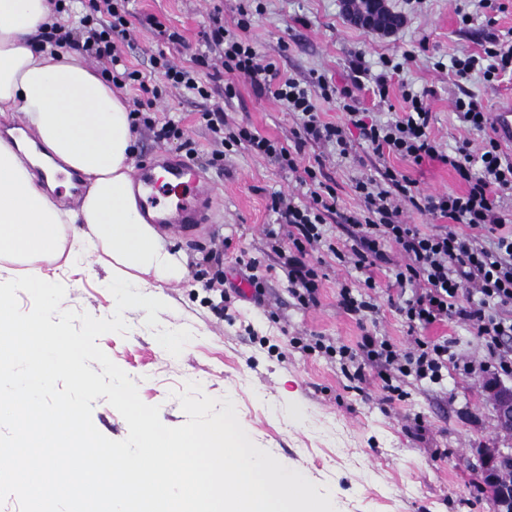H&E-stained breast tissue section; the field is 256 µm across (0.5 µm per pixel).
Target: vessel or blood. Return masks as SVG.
Returning a JSON list of instances; mask_svg holds the SVG:
<instances>
[{
    "label": "vessel or blood",
    "mask_w": 512,
    "mask_h": 512,
    "mask_svg": "<svg viewBox=\"0 0 512 512\" xmlns=\"http://www.w3.org/2000/svg\"><path fill=\"white\" fill-rule=\"evenodd\" d=\"M166 171L179 190L176 203L169 207L159 205L154 194L157 182L148 170L140 169L134 174L133 189L143 210L151 212L155 224L173 227L196 223L210 198L206 176L200 169L174 160L167 161Z\"/></svg>",
    "instance_id": "obj_1"
}]
</instances>
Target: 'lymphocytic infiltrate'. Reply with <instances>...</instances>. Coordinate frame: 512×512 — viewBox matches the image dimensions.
Here are the masks:
<instances>
[{"label": "lymphocytic infiltrate", "instance_id": "1", "mask_svg": "<svg viewBox=\"0 0 512 512\" xmlns=\"http://www.w3.org/2000/svg\"><path fill=\"white\" fill-rule=\"evenodd\" d=\"M83 12L76 32L53 27L44 32L46 41L85 54L101 69L102 76L117 88L137 87L132 100L133 126L153 129L159 141L181 139L173 122L154 127L150 113L162 96L141 71L128 68L121 47L132 36L127 0H81ZM250 23L238 18L227 28L220 10H213L205 34L208 47L218 48L222 62L209 65L204 53L194 54L191 65L175 64L165 53L151 55L153 71L163 73L169 87L209 98V83H222L224 98L237 94L235 80L243 78L260 93L281 102L297 118L293 146L240 127L235 135L224 134V113L216 108L199 116L215 141L246 145L292 173L307 186L309 200L298 203L284 194L272 198L271 209L277 225L267 236L288 279L292 297L301 307L319 302L323 278L322 262L312 254L325 250L339 262L363 273L361 287H342L339 305L357 321L375 318L379 313L378 285L369 270L389 265L397 287L392 305L408 327L412 338L401 346L386 336L365 333L356 346L325 344L316 339L306 344L309 353L337 359L350 383L362 386L374 379L383 400L394 403L408 398L412 383L442 385L448 369L465 375L512 376V214L504 206L512 194V158L491 134L490 115L473 95L456 98L459 119L481 134L479 148L463 141L453 151H443L431 133V112L423 96L403 90V112L386 122H373L359 107L353 88L341 91L339 107L344 124L323 121L318 99L328 98L325 78L314 87L301 85L283 74L275 62L262 60L246 38ZM209 68L208 82H201L198 71ZM512 73V43L491 40L483 52L454 57L451 73L458 80L480 77L490 83ZM358 130L378 158L394 155L419 164L436 159L448 165L465 182L459 193L425 195L414 182L392 167H385L379 178L356 181L353 190L362 202L356 213H339L335 190L323 182L321 165L302 164L304 147L313 144L336 146L340 157L350 155L348 128ZM414 208L439 217L430 231L404 221V211ZM339 215L344 233L342 242L328 236L326 221ZM468 322L477 337L482 354L474 358L459 354L455 341L432 339L422 331L437 322Z\"/></svg>", "mask_w": 512, "mask_h": 512}]
</instances>
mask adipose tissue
I'll list each match as a JSON object with an SVG mask.
<instances>
[{
  "label": "adipose tissue",
  "mask_w": 512,
  "mask_h": 512,
  "mask_svg": "<svg viewBox=\"0 0 512 512\" xmlns=\"http://www.w3.org/2000/svg\"><path fill=\"white\" fill-rule=\"evenodd\" d=\"M55 20L50 0H0V123L19 117L33 133L29 144L0 137V259L14 263L0 266V372L18 361L27 365L9 399L18 427L11 452L20 475L37 471L34 512H54V461L64 453L86 472L71 497L90 499L93 512H203L215 471L224 474L225 512H278L281 501L289 512H307L303 475L259 458L230 408L223 424L177 441L142 425L144 452L133 460L114 457L93 438L78 405L43 429L39 398L54 371L80 360L83 346L39 317H16L5 289L64 292L66 282L42 274L35 262L70 266L79 255L101 252L112 259L121 303L151 309L163 301L152 282L184 274L134 194L126 100L77 53L43 42ZM60 172L81 181L75 207L59 200ZM203 445L213 449L204 466L193 453Z\"/></svg>",
  "instance_id": "1"
}]
</instances>
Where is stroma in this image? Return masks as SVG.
<instances>
[{
	"label": "stroma",
	"instance_id": "35a3bbf8",
	"mask_svg": "<svg viewBox=\"0 0 512 512\" xmlns=\"http://www.w3.org/2000/svg\"><path fill=\"white\" fill-rule=\"evenodd\" d=\"M406 19L392 35L383 36L350 23L342 0H129L136 16L156 17L180 31L185 45L170 43L157 30L136 27L129 66L145 70L149 57L164 51L175 62L189 64L210 22L221 7L225 25H234L240 11L253 15L247 38L261 58L300 82L325 75L333 86L349 84L352 62L363 57L367 68L358 91L361 107L385 120L401 110L399 87L409 84L428 94L432 135L445 147L479 135L458 118L453 102L470 93L488 108L512 97V76L488 85L479 78L458 82L450 61L463 53L482 51L490 38L512 40V0H491L478 8L475 0H386ZM470 15L462 23V15ZM399 63L389 95L373 93L383 59ZM224 103L225 131L252 126L260 134L293 144L296 117L275 100L258 95L245 80ZM221 101L172 90L158 101L153 119L179 124L197 149L195 165L214 187L201 223L180 231H163L168 248L181 254L187 278L164 282L163 306L152 316L128 309L127 334L107 333L98 344L138 386L143 402L160 408L162 422L182 425L187 417L173 391L189 381L213 398L230 397L257 452L274 463L300 471L308 496L327 512H494L491 493L482 483L480 458L489 450L512 453V435L496 427V410L482 380L449 370L443 386L412 385L409 399L384 406L381 393L346 387L338 363L291 347V338L311 342L356 344L362 327L338 305L342 286L358 287L361 275L352 266L327 261L319 303L307 309L288 293L266 235L275 216L271 197L282 193L304 199L306 190L288 171L240 146L224 150V167H210L217 144L199 121L200 112ZM222 102V101H221ZM351 156L344 159L331 147L309 145L304 161L321 159L328 184L336 189L341 211H354L360 201L352 190L356 180L377 176L389 165L414 181L425 194L462 191L463 182L437 160L416 164L389 156L378 159L359 135H351ZM254 258L265 292L261 297L235 294L246 270L239 258ZM94 276L70 271L63 308L98 318L112 315L111 271L105 258L90 256ZM224 286L207 288L216 272ZM381 311L377 333L404 344L409 340L401 317L388 303L391 275L376 267ZM175 335L177 348L166 339ZM423 419L425 433L415 429Z\"/></svg>",
	"mask_w": 512,
	"mask_h": 512
}]
</instances>
